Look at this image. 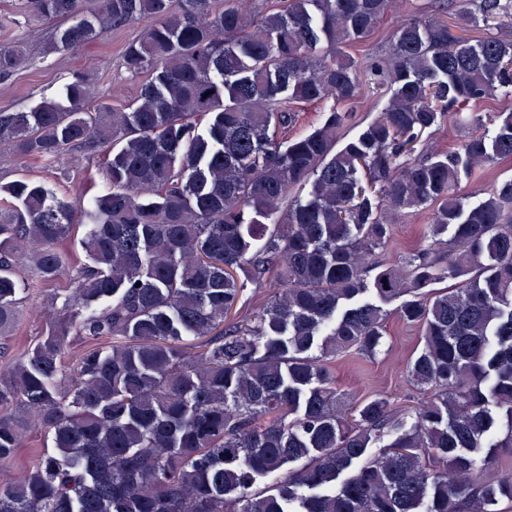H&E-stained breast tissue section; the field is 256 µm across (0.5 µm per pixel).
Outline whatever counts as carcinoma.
I'll use <instances>...</instances> for the list:
<instances>
[{"mask_svg": "<svg viewBox=\"0 0 512 512\" xmlns=\"http://www.w3.org/2000/svg\"><path fill=\"white\" fill-rule=\"evenodd\" d=\"M15 0L54 24L47 50H78L144 24L125 47L144 75L132 104L93 99L89 79L0 112V146L57 161L108 153L74 266L61 245L78 207L40 180L0 185V335L20 294L72 275L50 331L23 357L0 351V466L34 428L55 452L6 485L0 512H499L512 503V179L465 205L461 175L512 158V112L497 133L414 154L443 116L512 87V39L456 30L512 0H451L395 28L361 66L343 47L394 0ZM0 45V77L25 67ZM389 88L342 148L361 70ZM344 104L348 109L336 107ZM320 124L288 136L296 106ZM431 208L427 243L399 263L379 250L398 216ZM453 228L449 248L439 235ZM387 282H382V279ZM447 279L451 287L433 285ZM263 306L241 316L249 287ZM421 328L406 366L420 396L343 407L331 365L383 348L393 301ZM105 346L65 371L72 337ZM389 443L379 452L374 444Z\"/></svg>", "mask_w": 512, "mask_h": 512, "instance_id": "cac0c4a2", "label": "carcinoma"}]
</instances>
